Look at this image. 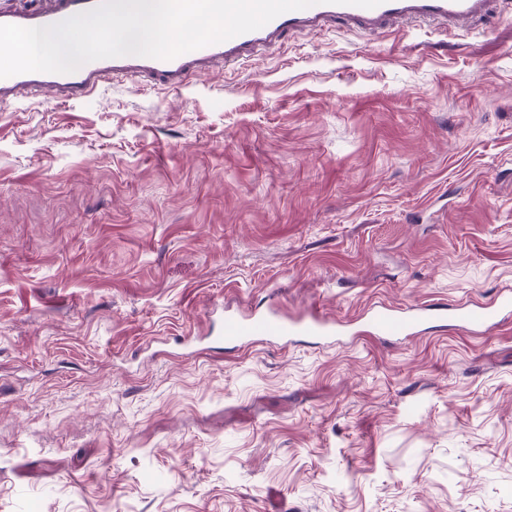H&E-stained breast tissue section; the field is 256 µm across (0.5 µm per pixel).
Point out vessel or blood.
Segmentation results:
<instances>
[{
	"label": "vessel or blood",
	"mask_w": 512,
	"mask_h": 512,
	"mask_svg": "<svg viewBox=\"0 0 512 512\" xmlns=\"http://www.w3.org/2000/svg\"><path fill=\"white\" fill-rule=\"evenodd\" d=\"M99 0H53L47 10L26 13L0 11V24L44 27L57 24L97 6ZM497 0H383L373 8L339 5L320 0L311 7L283 13L262 28L184 53L170 60L127 55L88 62L72 73L29 72L0 78V105L8 106L54 93L70 102L95 92L106 82L126 76L154 79L168 89H182L199 73L235 64L243 57L281 43L286 34L331 25L359 30L389 28L409 21L438 22L461 27L494 15ZM512 315V292H500L488 302L457 301L451 305L416 304L402 310L378 303L363 317L365 334L384 339L407 338L431 327L447 325L473 335L485 334ZM340 330L323 316L288 317L269 310L224 315L226 348H245L256 343L288 342L296 336L335 340Z\"/></svg>",
	"instance_id": "b4317fda"
}]
</instances>
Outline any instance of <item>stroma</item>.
I'll return each instance as SVG.
<instances>
[{
  "instance_id": "35a3bbf8",
  "label": "stroma",
  "mask_w": 512,
  "mask_h": 512,
  "mask_svg": "<svg viewBox=\"0 0 512 512\" xmlns=\"http://www.w3.org/2000/svg\"><path fill=\"white\" fill-rule=\"evenodd\" d=\"M509 14L0 109V512H512V320L212 341L512 289ZM341 330L335 321L318 314L288 317L276 311L224 313V345L245 348L256 343H288L295 336H313L336 341Z\"/></svg>"
}]
</instances>
